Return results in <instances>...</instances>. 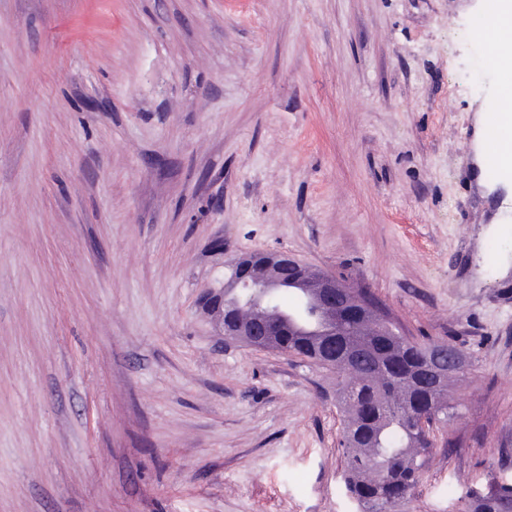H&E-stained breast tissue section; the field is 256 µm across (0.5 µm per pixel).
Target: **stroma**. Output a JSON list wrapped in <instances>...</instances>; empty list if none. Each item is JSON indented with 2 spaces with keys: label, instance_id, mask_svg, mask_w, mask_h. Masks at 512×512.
<instances>
[{
  "label": "stroma",
  "instance_id": "1",
  "mask_svg": "<svg viewBox=\"0 0 512 512\" xmlns=\"http://www.w3.org/2000/svg\"><path fill=\"white\" fill-rule=\"evenodd\" d=\"M481 0H0V512H351L336 375L220 336L284 250L468 357L412 512L512 483Z\"/></svg>",
  "mask_w": 512,
  "mask_h": 512
}]
</instances>
